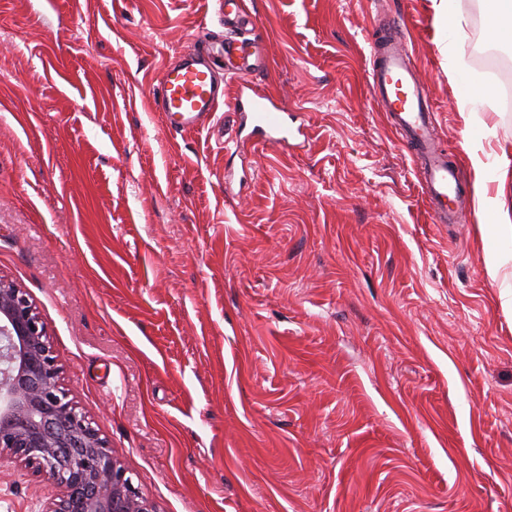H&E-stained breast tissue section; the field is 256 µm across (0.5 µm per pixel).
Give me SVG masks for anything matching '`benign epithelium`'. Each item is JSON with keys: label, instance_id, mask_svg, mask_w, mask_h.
<instances>
[{"label": "benign epithelium", "instance_id": "7a95c632", "mask_svg": "<svg viewBox=\"0 0 512 512\" xmlns=\"http://www.w3.org/2000/svg\"><path fill=\"white\" fill-rule=\"evenodd\" d=\"M46 323L0 277V455L42 473V512H159L58 384Z\"/></svg>", "mask_w": 512, "mask_h": 512}]
</instances>
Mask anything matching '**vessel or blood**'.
Instances as JSON below:
<instances>
[{"label": "vessel or blood", "instance_id": "b4317fda", "mask_svg": "<svg viewBox=\"0 0 512 512\" xmlns=\"http://www.w3.org/2000/svg\"><path fill=\"white\" fill-rule=\"evenodd\" d=\"M243 12V0H224L223 37L204 52L193 46L183 49L164 67L153 109L162 113L168 130H198L217 112L224 100V80L216 74L219 58H227L231 75L240 78L261 70L259 40L241 24ZM368 87L415 163L432 223H457L467 213L465 192L455 166L437 142L430 96L395 22H385L373 32ZM235 106L261 142L283 150L296 147L297 134L289 130L282 110L268 95L244 85Z\"/></svg>", "mask_w": 512, "mask_h": 512}]
</instances>
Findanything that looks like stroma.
Listing matches in <instances>:
<instances>
[{"mask_svg": "<svg viewBox=\"0 0 512 512\" xmlns=\"http://www.w3.org/2000/svg\"><path fill=\"white\" fill-rule=\"evenodd\" d=\"M244 2L269 60L246 83L306 148L240 138L237 77L203 130L153 111L219 0H0V277L159 512H512V238L431 222L368 93L397 19L462 183L473 140L512 195V111L474 52L512 36L489 41L482 0ZM48 493L0 458V512Z\"/></svg>", "mask_w": 512, "mask_h": 512, "instance_id": "obj_1", "label": "stroma"}]
</instances>
